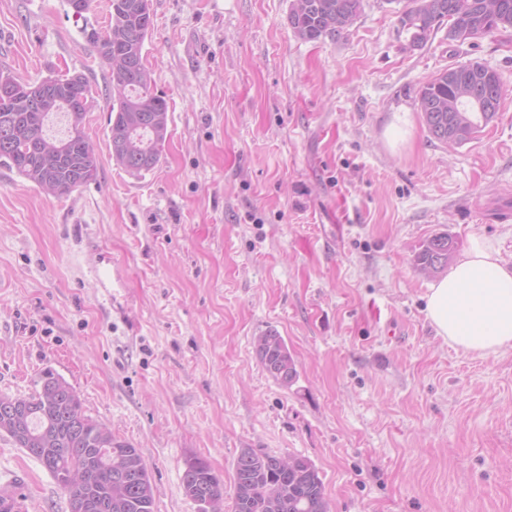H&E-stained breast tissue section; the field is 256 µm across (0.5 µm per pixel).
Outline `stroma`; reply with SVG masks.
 <instances>
[{
    "label": "stroma",
    "mask_w": 512,
    "mask_h": 512,
    "mask_svg": "<svg viewBox=\"0 0 512 512\" xmlns=\"http://www.w3.org/2000/svg\"><path fill=\"white\" fill-rule=\"evenodd\" d=\"M292 0H152L146 63L169 103L161 164L112 158L108 74L65 0H0V68L82 74L98 177L53 196L0 167V394L50 370L138 448L155 512H198L185 462L232 496L241 449L313 462L331 512H512V350L480 357L427 320L435 235L512 262V29L410 46L411 0H364L342 36L298 38ZM498 71L496 117L430 139L416 93L440 70ZM276 329L282 388L254 349ZM68 512L0 434V484ZM254 348L264 369L282 387L289 388L295 383L297 364L286 340L278 331L270 329L262 333L257 337Z\"/></svg>",
    "instance_id": "stroma-1"
}]
</instances>
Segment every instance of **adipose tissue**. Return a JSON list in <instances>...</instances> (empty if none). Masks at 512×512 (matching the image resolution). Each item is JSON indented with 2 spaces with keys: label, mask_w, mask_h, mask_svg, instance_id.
Wrapping results in <instances>:
<instances>
[{
  "label": "adipose tissue",
  "mask_w": 512,
  "mask_h": 512,
  "mask_svg": "<svg viewBox=\"0 0 512 512\" xmlns=\"http://www.w3.org/2000/svg\"><path fill=\"white\" fill-rule=\"evenodd\" d=\"M425 313L448 344L479 356L512 349V263L474 241L425 296Z\"/></svg>",
  "instance_id": "1"
}]
</instances>
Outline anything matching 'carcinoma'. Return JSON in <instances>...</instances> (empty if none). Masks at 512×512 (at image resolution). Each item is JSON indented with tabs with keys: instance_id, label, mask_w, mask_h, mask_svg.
Returning <instances> with one entry per match:
<instances>
[{
	"instance_id": "obj_1",
	"label": "carcinoma",
	"mask_w": 512,
	"mask_h": 512,
	"mask_svg": "<svg viewBox=\"0 0 512 512\" xmlns=\"http://www.w3.org/2000/svg\"><path fill=\"white\" fill-rule=\"evenodd\" d=\"M363 0H293L288 22L305 41L336 38L351 27ZM410 45L425 46L445 22L475 36L512 28V0H413L399 17ZM153 27L152 0H110L105 29L85 23L82 33L109 70V141L112 158L133 175L154 170L168 138L169 105L154 92L145 64V41ZM503 84L497 70L468 63L444 69L418 91L417 101L430 138L462 145L500 111ZM93 88L81 74L34 82L0 70V166L48 194L70 192L98 176L94 147L83 130ZM67 127L52 133L53 118ZM456 250L448 234L437 235L415 255L427 274L448 268ZM264 369L282 387L297 377L296 361L283 336L270 329L255 341ZM0 432L35 458L55 479L73 467L85 480L69 512H154L155 489L146 465L131 444L85 415L81 399L62 377L48 371L40 390L28 397L0 394ZM243 448L235 461L230 512H330L318 469L306 457ZM187 497L197 504L224 499V484L203 458L185 462Z\"/></svg>"
}]
</instances>
